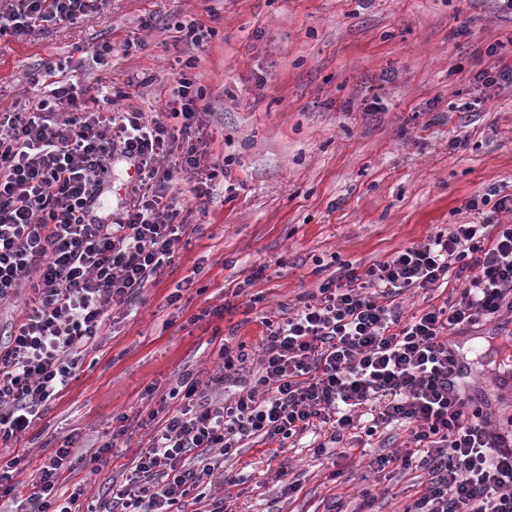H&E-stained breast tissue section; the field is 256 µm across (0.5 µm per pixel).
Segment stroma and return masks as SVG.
<instances>
[{"label":"stroma","instance_id":"1","mask_svg":"<svg viewBox=\"0 0 512 512\" xmlns=\"http://www.w3.org/2000/svg\"><path fill=\"white\" fill-rule=\"evenodd\" d=\"M153 15L157 28L139 19ZM199 21L218 31L205 51L169 39V26ZM142 39L124 53L125 40ZM503 42L512 65V16L492 0H105L99 13L36 29L25 42H0V108L25 102L44 61L74 78L125 86L146 72L155 83L141 106H165L178 60L198 55V85L212 115L207 162L229 161L234 192L217 186L200 208L177 184L180 217L194 225L187 244L85 356L42 420L0 455L37 461L73 438L76 460L65 490L106 498L147 440L142 426L179 376L217 365L221 343L254 347L261 315L300 307L340 264L365 271L436 231L477 220L471 200L489 188L512 194V86L473 80L479 50ZM111 43L107 71L93 70L92 47ZM381 109L369 111L372 102ZM474 103L461 112L463 103ZM463 147H455L457 139ZM193 276L177 307L167 297ZM260 303H252V296ZM503 330L491 321L452 337L471 363L467 390L494 415L512 416V385L492 386L484 352ZM124 419L95 483L82 485L87 447ZM265 447L232 458V495L243 512H355L363 467L358 455L330 463L296 447L280 460L302 474L283 498ZM342 479L331 481V469Z\"/></svg>","mask_w":512,"mask_h":512}]
</instances>
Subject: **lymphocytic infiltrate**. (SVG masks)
I'll use <instances>...</instances> for the list:
<instances>
[{"mask_svg":"<svg viewBox=\"0 0 512 512\" xmlns=\"http://www.w3.org/2000/svg\"><path fill=\"white\" fill-rule=\"evenodd\" d=\"M100 0H0V38L23 41L49 22L90 17ZM179 64L164 110H143L133 93L71 80L61 63L37 75L42 90L0 111V445L18 441L69 385L112 321L126 316L168 265L188 225L178 223L174 177L196 200L223 182L202 162L209 109L192 71ZM133 169L117 205L112 172ZM458 281L457 296L404 316L406 292ZM512 315V224H458L364 272L347 266L313 302L266 320L253 352L222 343L207 380L183 374L170 406L109 499L62 496L72 440L32 470L22 512H187L227 483L237 449L316 435L364 443L392 424L403 448L370 460L371 472L426 470L402 512H512V418L493 424L483 406L450 388L451 337ZM235 385L226 395L227 385Z\"/></svg>","mask_w":512,"mask_h":512,"instance_id":"obj_1","label":"lymphocytic infiltrate"}]
</instances>
